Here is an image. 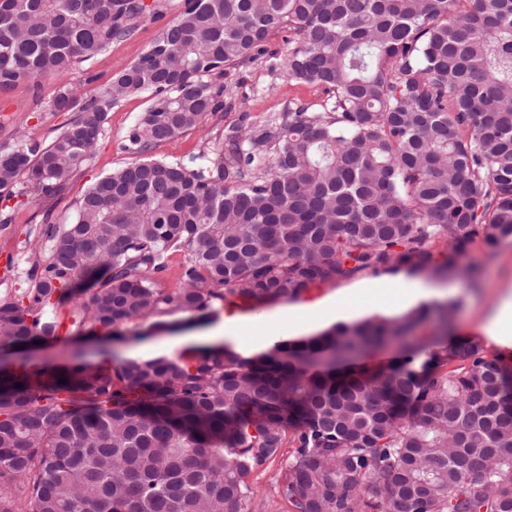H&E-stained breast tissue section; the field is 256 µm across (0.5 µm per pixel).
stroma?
Here are the masks:
<instances>
[{
  "instance_id": "1",
  "label": "stroma",
  "mask_w": 512,
  "mask_h": 512,
  "mask_svg": "<svg viewBox=\"0 0 512 512\" xmlns=\"http://www.w3.org/2000/svg\"><path fill=\"white\" fill-rule=\"evenodd\" d=\"M146 15L138 22L134 34L113 42L106 51L75 67L41 79L40 83L20 82L0 90V144L10 140L17 123H24L35 139L50 141L56 130L67 120L64 112H53L50 101L60 88L74 87L84 97L96 95L113 75L135 61L159 35L162 28L181 11L184 0H143ZM226 93L235 100L233 109L208 115L197 127L178 137L155 145L151 158L164 161L203 163L223 146L226 127L239 123L241 116L250 121L267 120L282 111L288 101L301 99L322 103V89L288 81L280 71L270 69L264 59L227 72L224 76ZM149 105L148 95L126 98L112 108L104 125L96 152L89 162L72 178L62 198L39 199L13 215L8 224L0 223V269L11 267V277L0 280V296L27 287L31 268L28 244L42 241V213L51 211L54 223L65 224L75 214V203L85 190L100 177L134 161L125 144L138 116ZM474 267L475 277L459 276L444 281L449 298L459 301L454 333L458 336L482 337L487 312L496 308L505 295L512 293V241L487 251L481 242H473L467 260ZM411 279L403 271L374 275L365 273L343 284H325L314 289L309 303L317 304L336 294L339 289L355 291L367 284L383 288H402ZM94 328L84 326L79 337L58 341L27 351L28 366L46 363L65 365L73 360L76 351H83L85 360L98 358L99 341L94 340Z\"/></svg>"
}]
</instances>
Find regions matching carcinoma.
I'll return each mask as SVG.
<instances>
[{
    "instance_id": "1",
    "label": "carcinoma",
    "mask_w": 512,
    "mask_h": 512,
    "mask_svg": "<svg viewBox=\"0 0 512 512\" xmlns=\"http://www.w3.org/2000/svg\"><path fill=\"white\" fill-rule=\"evenodd\" d=\"M143 10L0 0V88L91 59ZM260 57L323 103L228 127L203 164L144 157L232 108L221 79ZM145 93L125 146L141 159L92 183L69 223L44 214L49 248L0 297L1 351L62 339L65 309L78 329H175L160 317L296 302L363 272L452 279L475 240H512V0H184L95 97L57 94L73 117L50 142L0 145V223L63 194L109 110ZM171 253L183 274L163 288ZM458 308L340 321L250 358L192 347L5 369L0 512H262L249 476L289 444L288 512H512V369L448 335ZM430 320L434 335L408 341ZM393 343L386 369L360 363Z\"/></svg>"
}]
</instances>
